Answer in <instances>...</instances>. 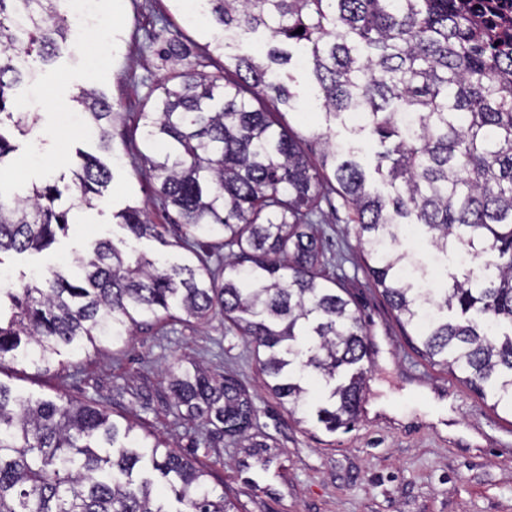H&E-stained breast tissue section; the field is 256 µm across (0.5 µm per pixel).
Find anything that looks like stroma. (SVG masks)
I'll return each mask as SVG.
<instances>
[{"instance_id":"obj_1","label":"stroma","mask_w":512,"mask_h":512,"mask_svg":"<svg viewBox=\"0 0 512 512\" xmlns=\"http://www.w3.org/2000/svg\"><path fill=\"white\" fill-rule=\"evenodd\" d=\"M95 9L98 25L78 28L75 45L37 66L34 83L14 90L40 119L11 131L15 150L0 163V195H21L45 177L68 174L79 149L109 164L112 179L101 203L71 210L67 235L48 249L0 254V268L18 287L32 272L70 267L97 241L120 242L125 232L113 215L126 205L144 207L152 223L172 221L137 160V114L149 86L167 74L150 35L166 19L189 41L202 45L208 37L175 0H95ZM290 73L301 102L284 121L308 140L325 127V116L310 69ZM82 87L105 92L119 113L113 153L100 151L85 128L59 120L64 112L81 114L73 97ZM321 208L326 272L355 300L372 343L362 409L350 427L330 432L289 416L265 391L252 345L218 318L188 323L177 313L99 353L63 350L45 370L8 361L0 380L33 399L104 401L111 413L137 419L185 454L212 441L202 458L209 482L236 497L243 512H512V414L491 410L422 357L364 269L351 213L335 195ZM191 359L214 377L234 376L251 395L254 446L229 442L170 408L167 371Z\"/></svg>"}]
</instances>
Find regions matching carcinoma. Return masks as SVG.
Here are the masks:
<instances>
[{"label":"carcinoma","instance_id":"obj_1","mask_svg":"<svg viewBox=\"0 0 512 512\" xmlns=\"http://www.w3.org/2000/svg\"><path fill=\"white\" fill-rule=\"evenodd\" d=\"M61 0H0V163L13 150L5 129L36 123L8 97L50 64L71 25ZM467 0H204L211 46L195 49L168 23L151 35L170 73L149 88L138 114L141 165L156 201L175 210L173 240L136 205L113 214L130 241L153 238L187 252L135 257L108 240L71 273H34L21 289L0 287V364H48L68 347L126 343L137 328L181 311L224 322L254 345L270 395L290 415L305 409L334 431L363 402L367 331L353 302L323 274L328 262L316 224L324 184L352 212L364 264L417 350L473 388L491 408L512 410V46ZM303 28V33L296 30ZM267 37L261 50L234 43ZM303 47L326 126L317 161L280 121L296 108L284 81L290 46ZM234 69L198 71L209 48ZM82 107L101 148L112 150L114 105L82 88ZM363 113L360 131L377 139L371 187L355 150L333 125ZM69 183L34 185L0 198V254L40 251L67 228L74 198L102 197L111 177L98 158L78 154ZM412 225L433 254L464 243L487 258L444 269L429 295L403 274L414 264L396 247ZM224 259L198 258V238ZM173 407L230 439L245 437L257 409L232 377L200 366L171 382ZM131 418L100 401L31 399L0 381V512H239L215 494L208 472ZM164 480L173 499L157 491ZM177 506H172V503Z\"/></svg>","mask_w":512,"mask_h":512}]
</instances>
